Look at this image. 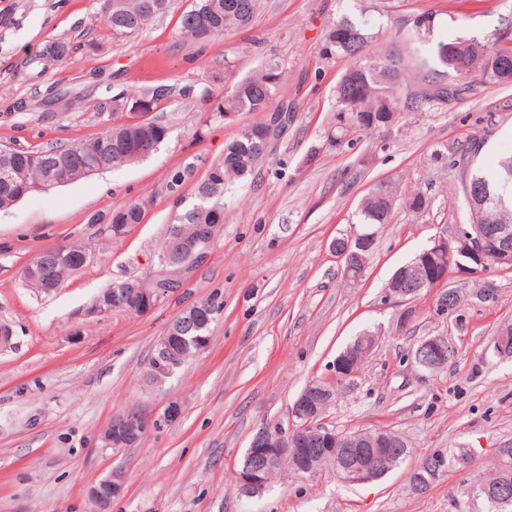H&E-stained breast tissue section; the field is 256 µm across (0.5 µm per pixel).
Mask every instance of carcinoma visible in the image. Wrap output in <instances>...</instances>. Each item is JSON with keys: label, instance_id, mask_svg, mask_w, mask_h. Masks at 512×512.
Returning a JSON list of instances; mask_svg holds the SVG:
<instances>
[{"label": "carcinoma", "instance_id": "obj_1", "mask_svg": "<svg viewBox=\"0 0 512 512\" xmlns=\"http://www.w3.org/2000/svg\"><path fill=\"white\" fill-rule=\"evenodd\" d=\"M257 0H195V16L206 21L214 30L213 38L226 31H234L249 25L255 12ZM125 18L114 19L107 13L106 21L112 28H127L128 34H136L147 25L149 16L142 14L141 0H125ZM512 42V32L505 30L494 40L454 39L437 45L433 59L441 69L428 70L421 77L422 88L407 102L412 112H426L442 103L440 90L448 86L451 94L457 95L471 87L470 79L479 76L492 82H512V53L503 36ZM372 36L368 24L349 15H343L333 24L328 33L329 48L336 55L346 57L351 64L336 86L337 126L336 138H342L345 129L352 126L362 131H374L378 125L372 119L380 112L397 113V98L394 92L403 76V58L395 48L385 54L370 50ZM68 55L67 43L53 41L44 46L32 58V63L46 70L48 66L62 62ZM281 71L276 62L270 60L255 74L239 80L230 95L216 111L264 112L276 93ZM253 129L262 132L256 137L242 132L224 148V157L214 164L219 177L200 182L195 189L194 202L185 207L169 225L167 238L180 235L192 239L199 224L224 223V187L232 180H245L254 171L258 161L267 151V134L264 124L257 123ZM127 130L113 135L108 130L94 139L77 140L69 145L49 147L39 151L42 158H52L65 166L77 167L90 159L102 156V140L110 141L111 149L122 151L126 142L122 136ZM396 201V189L391 184L377 185L363 198L356 213L360 232L370 233L373 227L389 222ZM465 202L470 220L459 224L460 233L468 237L486 233L500 224L512 225V153L500 158L497 167L488 172L479 167L469 173L465 186ZM72 245L55 249L59 259L52 266L49 281L24 279L26 286L42 293L46 288L59 289L76 273V266L69 258ZM500 487L497 497L486 495L482 486ZM482 497L490 512H512V454L500 455L496 468L487 476L461 490V496L470 494Z\"/></svg>", "mask_w": 512, "mask_h": 512}]
</instances>
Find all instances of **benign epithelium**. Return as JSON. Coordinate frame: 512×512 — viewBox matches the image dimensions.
I'll return each mask as SVG.
<instances>
[{"label": "benign epithelium", "instance_id": "1", "mask_svg": "<svg viewBox=\"0 0 512 512\" xmlns=\"http://www.w3.org/2000/svg\"><path fill=\"white\" fill-rule=\"evenodd\" d=\"M155 97L145 95L124 101L128 111V127L152 130L156 123L149 119L153 112ZM158 146L151 137L146 136L127 144V148L114 154L121 164L137 162L149 156ZM5 160V177L8 182L21 181L27 161L17 157L12 149L0 151ZM44 178L36 185L24 184L21 195L33 191H45L68 185L80 177L90 176L103 168L102 159L96 158L86 163L80 170L71 173L60 167L55 161H42ZM213 228L208 224L198 225V234L192 240L175 236L171 240L166 264L185 269L198 261L204 250L213 240ZM344 246L335 249L336 256L344 263L345 271L361 279L362 271L350 259V251L356 246L363 253L373 251L376 245V233L356 232L342 238ZM463 253L466 258L479 262L486 267L512 271V227L501 226L492 235L473 239L471 237L438 235L416 260L403 267V273L388 289V297L411 300L433 283L441 286L448 281V273H439L442 260L454 253ZM56 262L55 252L48 250L35 264L26 265V274L31 278L45 277ZM158 289L142 279H129L112 285L101 294L94 304L95 311L107 313L120 309L134 315L149 313L156 304ZM211 310L197 305L187 309L171 319L157 346L149 364L150 377L164 381L173 375L177 359L185 357L189 351V338L185 333L199 331L210 322ZM375 334L368 333L360 337L357 347H349L340 352L335 359L336 379L343 381L351 378L356 369L352 367L351 356L355 352L368 354L375 347ZM455 349L446 336H431L421 342L416 349V365L422 369L441 370L448 365L449 353ZM333 393L325 384L315 381L301 391L291 408L292 424L282 426H264L252 437L248 455L252 464L237 472V489L249 497L258 496L267 489L269 471L278 466H288L298 475L310 474L324 466L325 459L336 462V469L352 483H365L380 478L392 471L402 456L401 442L388 430H361L350 436L336 433V430L322 427L317 419ZM152 426L139 410L120 412L112 417L102 435V442L108 448H130L145 436ZM442 466L425 468L417 474L415 492L430 485L441 474L447 472V456L437 454ZM124 472L118 468L94 483L90 487V496L97 505V512H110L112 500L118 497L124 486Z\"/></svg>", "mask_w": 512, "mask_h": 512}]
</instances>
